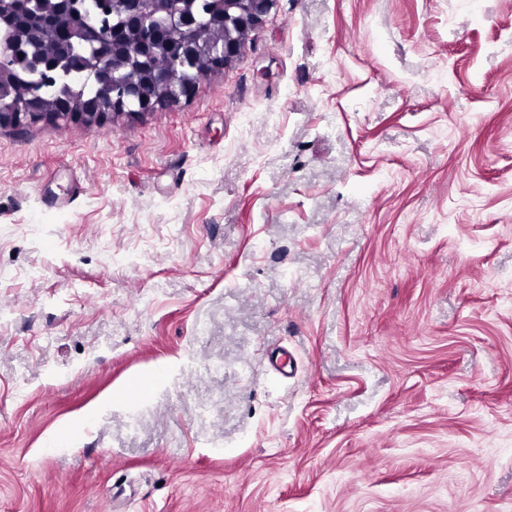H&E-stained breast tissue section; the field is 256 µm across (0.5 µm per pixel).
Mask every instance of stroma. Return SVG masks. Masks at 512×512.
Segmentation results:
<instances>
[{
    "mask_svg": "<svg viewBox=\"0 0 512 512\" xmlns=\"http://www.w3.org/2000/svg\"><path fill=\"white\" fill-rule=\"evenodd\" d=\"M0 512H512V0L0 128Z\"/></svg>",
    "mask_w": 512,
    "mask_h": 512,
    "instance_id": "obj_1",
    "label": "stroma"
}]
</instances>
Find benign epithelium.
Returning a JSON list of instances; mask_svg holds the SVG:
<instances>
[{
    "mask_svg": "<svg viewBox=\"0 0 512 512\" xmlns=\"http://www.w3.org/2000/svg\"><path fill=\"white\" fill-rule=\"evenodd\" d=\"M196 2L112 0V25L103 31L64 0H41L39 23L13 25L0 41V128L60 120L100 125L117 113L175 107L195 93L200 74L223 70L241 53L276 0H208L201 13ZM59 26L79 37L94 61L89 91L49 101L34 84L17 95L8 43ZM163 54L161 66L156 58Z\"/></svg>",
    "mask_w": 512,
    "mask_h": 512,
    "instance_id": "1",
    "label": "benign epithelium"
}]
</instances>
